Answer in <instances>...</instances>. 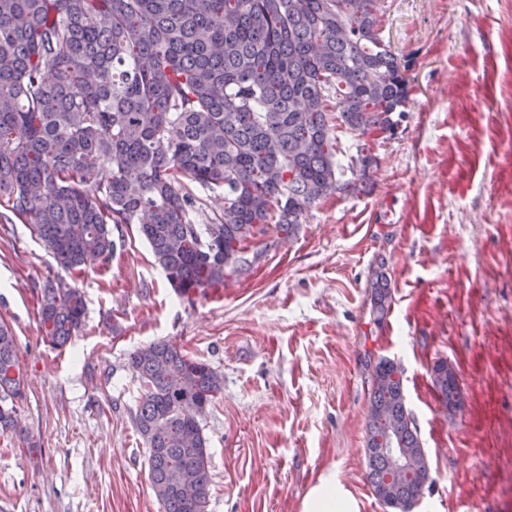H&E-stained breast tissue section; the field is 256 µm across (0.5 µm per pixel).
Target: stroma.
I'll return each instance as SVG.
<instances>
[{"label": "stroma", "instance_id": "stroma-1", "mask_svg": "<svg viewBox=\"0 0 512 512\" xmlns=\"http://www.w3.org/2000/svg\"><path fill=\"white\" fill-rule=\"evenodd\" d=\"M379 26L415 61L409 110L390 137L335 128L341 160L369 143L374 191L321 203L229 287L181 298L133 226L109 261L64 273L27 224L0 223V321L28 379L27 437L0 436V512H163L129 364L159 340L224 379L202 421L208 512H302L325 474L359 512H386L366 472L369 356L400 365L427 454L413 512H512V0H384ZM380 266L392 304L377 324ZM57 275L86 305L62 347L38 327ZM439 360L457 373L452 410ZM370 313L375 323H381L389 312L392 301V294L389 280L384 267H378L370 284ZM448 368V369H447ZM433 382L441 402L446 410L454 408L460 402V388L452 376L456 372L452 365L446 361H439L433 366ZM448 375L451 376L448 378Z\"/></svg>", "mask_w": 512, "mask_h": 512}]
</instances>
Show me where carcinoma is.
<instances>
[{"instance_id": "carcinoma-1", "label": "carcinoma", "mask_w": 512, "mask_h": 512, "mask_svg": "<svg viewBox=\"0 0 512 512\" xmlns=\"http://www.w3.org/2000/svg\"><path fill=\"white\" fill-rule=\"evenodd\" d=\"M380 5L0 0V220L23 219L65 271L108 261L134 224L177 294L190 300L240 277L296 238L317 205L373 191L370 146L341 165L332 119L368 138L392 136L408 109L414 59L380 36ZM191 184L216 194L219 218L197 222L204 208ZM384 266L369 284L376 323L392 301ZM39 316L43 340L65 345L84 326L80 289L47 279ZM130 365L157 500L164 512H207L201 419L223 378L169 341L135 350ZM366 368V446L389 414L403 447H419L399 399L403 379L383 390L389 360ZM432 374L444 408L456 407L448 363ZM25 401L15 336L0 322L1 434L24 436Z\"/></svg>"}]
</instances>
